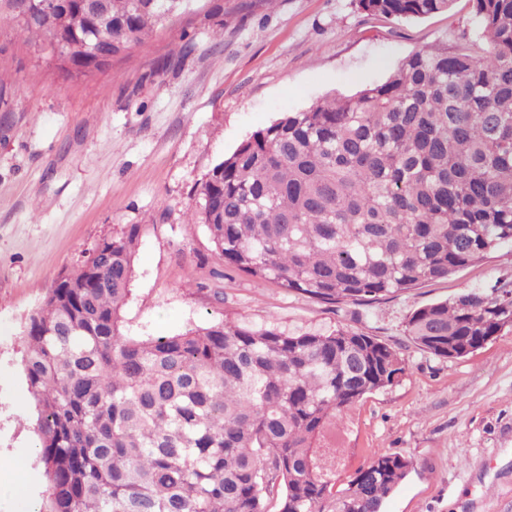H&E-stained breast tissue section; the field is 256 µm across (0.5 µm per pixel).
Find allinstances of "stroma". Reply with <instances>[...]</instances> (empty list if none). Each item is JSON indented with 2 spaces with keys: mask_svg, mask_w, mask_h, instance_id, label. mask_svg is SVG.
Masks as SVG:
<instances>
[{
  "mask_svg": "<svg viewBox=\"0 0 512 512\" xmlns=\"http://www.w3.org/2000/svg\"><path fill=\"white\" fill-rule=\"evenodd\" d=\"M433 47L483 55L471 0L396 21L353 0H199L91 74H67L0 27V512H48L36 411L22 358L28 318L102 239L140 225L121 331L171 336L224 319L287 333L339 328L404 360L399 383L336 419L346 486L378 455L413 468L384 512H512V331L442 359L416 346L418 308L478 288L512 289V246L448 278L371 303L323 304L227 269L189 223L209 170L286 112L386 80Z\"/></svg>",
  "mask_w": 512,
  "mask_h": 512,
  "instance_id": "35a3bbf8",
  "label": "stroma"
}]
</instances>
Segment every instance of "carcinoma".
<instances>
[{
  "mask_svg": "<svg viewBox=\"0 0 512 512\" xmlns=\"http://www.w3.org/2000/svg\"><path fill=\"white\" fill-rule=\"evenodd\" d=\"M29 24L66 71L100 67L198 0H108L94 32ZM484 56L431 48L351 96L289 112L213 166L195 212L224 265L322 303L392 297L512 245V0H471ZM396 20L452 0H354ZM140 227L102 239L29 317L23 359L49 512H383L411 461L389 453L336 493V413L396 383L403 359L342 328L289 334L225 319L173 336L121 332ZM415 310L405 332L466 357L512 330V289Z\"/></svg>",
  "mask_w": 512,
  "mask_h": 512,
  "instance_id": "carcinoma-1",
  "label": "carcinoma"
}]
</instances>
